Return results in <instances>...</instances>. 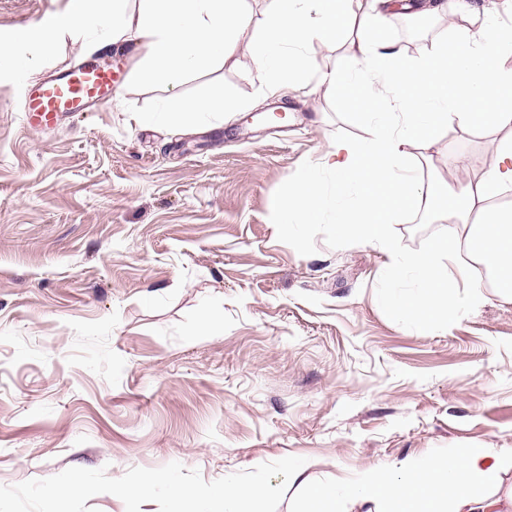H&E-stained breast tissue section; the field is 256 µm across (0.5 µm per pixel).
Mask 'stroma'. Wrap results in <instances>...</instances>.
Wrapping results in <instances>:
<instances>
[{"label":"stroma","instance_id":"obj_1","mask_svg":"<svg viewBox=\"0 0 512 512\" xmlns=\"http://www.w3.org/2000/svg\"><path fill=\"white\" fill-rule=\"evenodd\" d=\"M62 6L0 0V33ZM92 56L122 66L112 100L26 126L23 85ZM135 62L67 36L40 71L0 76V485L173 461L213 481L298 456L278 512H302L309 486L370 466L512 448V298L492 276L457 281L456 318L425 335L388 305L415 276L389 279L387 256L334 224L280 222L297 171L369 138L352 106L311 82L268 95L244 38L179 87L228 89L243 110L154 127L142 117L168 88ZM493 136L451 125L414 147L421 185L450 153L463 183L498 167ZM454 231L418 212L390 240L414 254ZM207 302L224 326L199 336Z\"/></svg>","mask_w":512,"mask_h":512}]
</instances>
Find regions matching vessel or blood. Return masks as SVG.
Segmentation results:
<instances>
[{
    "label": "vessel or blood",
    "instance_id": "b4317fda",
    "mask_svg": "<svg viewBox=\"0 0 512 512\" xmlns=\"http://www.w3.org/2000/svg\"><path fill=\"white\" fill-rule=\"evenodd\" d=\"M115 91L112 70L87 62L29 87L21 110L29 127L41 129L64 116L87 111Z\"/></svg>",
    "mask_w": 512,
    "mask_h": 512
}]
</instances>
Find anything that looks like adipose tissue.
<instances>
[{
    "label": "adipose tissue",
    "instance_id": "obj_1",
    "mask_svg": "<svg viewBox=\"0 0 512 512\" xmlns=\"http://www.w3.org/2000/svg\"><path fill=\"white\" fill-rule=\"evenodd\" d=\"M242 0H66L42 21L0 35V74L35 72L49 46L64 36L91 38L96 49L133 46L135 75L167 85L169 93L147 123L206 122L239 108L223 89L197 100L182 96L185 77L226 64L252 18ZM354 0H270L260 35L252 42L253 73L268 93L281 94L306 76L336 100L365 106L372 127L363 142L335 146L331 187L317 166L298 171L278 203L280 222L303 227L332 219L338 236L389 246L388 227L409 212L445 213L458 226L427 252L394 261L390 278L414 273L415 291L391 299L397 315L417 320L422 333L452 321L454 282L446 270L467 246L492 271L501 295L512 298V209L493 198L512 186V169L485 173L464 186L443 181L420 189L412 148L433 140L440 128L475 126L512 131V26L496 14L477 31L459 29L418 55H404L383 22L400 0H374L358 13ZM342 40L339 68L312 71L306 54L315 42ZM512 449L449 452L428 461H403L395 469L371 467L334 484L312 486L305 512H342L345 499L375 504L379 512H504L494 490Z\"/></svg>",
    "mask_w": 512,
    "mask_h": 512
}]
</instances>
